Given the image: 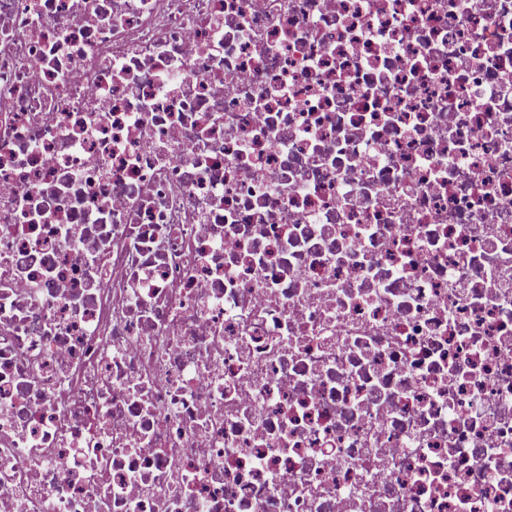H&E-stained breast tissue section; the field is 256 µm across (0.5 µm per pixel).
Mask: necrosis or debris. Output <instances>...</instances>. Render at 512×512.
<instances>
[{
	"mask_svg": "<svg viewBox=\"0 0 512 512\" xmlns=\"http://www.w3.org/2000/svg\"><path fill=\"white\" fill-rule=\"evenodd\" d=\"M0 512H512V0H0Z\"/></svg>",
	"mask_w": 512,
	"mask_h": 512,
	"instance_id": "obj_1",
	"label": "necrosis or debris"
}]
</instances>
